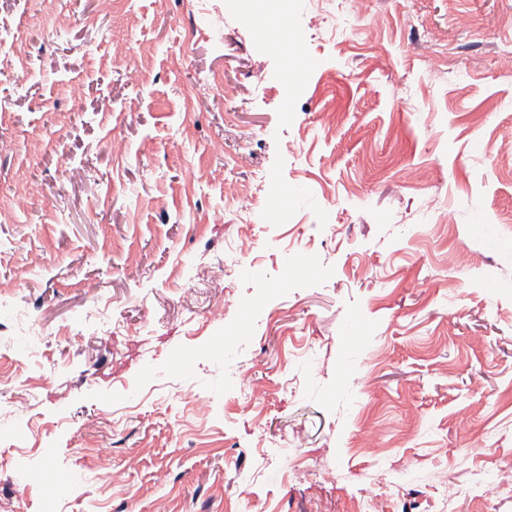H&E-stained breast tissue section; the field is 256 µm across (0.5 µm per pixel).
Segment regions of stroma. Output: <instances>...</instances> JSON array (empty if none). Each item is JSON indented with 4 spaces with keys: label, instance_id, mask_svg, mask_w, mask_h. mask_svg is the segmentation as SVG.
<instances>
[{
    "label": "stroma",
    "instance_id": "35a3bbf8",
    "mask_svg": "<svg viewBox=\"0 0 512 512\" xmlns=\"http://www.w3.org/2000/svg\"><path fill=\"white\" fill-rule=\"evenodd\" d=\"M290 6L126 0L120 52L97 0H0V198L42 188L0 217V512H356L380 469L442 512L512 460V0Z\"/></svg>",
    "mask_w": 512,
    "mask_h": 512
}]
</instances>
